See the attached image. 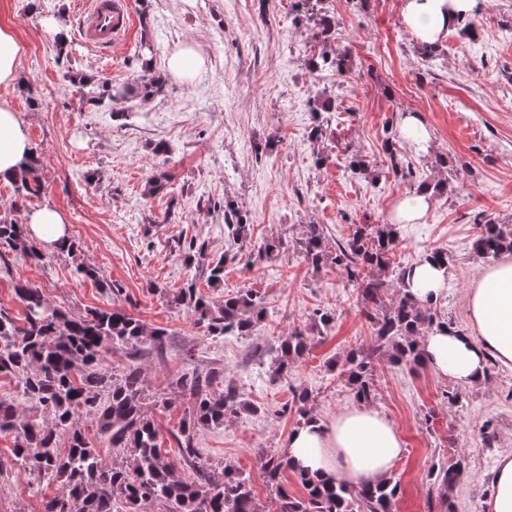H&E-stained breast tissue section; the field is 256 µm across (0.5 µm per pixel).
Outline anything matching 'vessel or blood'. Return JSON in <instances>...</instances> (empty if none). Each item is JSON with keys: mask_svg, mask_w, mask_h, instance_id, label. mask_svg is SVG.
<instances>
[{"mask_svg": "<svg viewBox=\"0 0 512 512\" xmlns=\"http://www.w3.org/2000/svg\"><path fill=\"white\" fill-rule=\"evenodd\" d=\"M78 25L87 44L108 52L130 34L132 15L127 0H93L90 8L79 10Z\"/></svg>", "mask_w": 512, "mask_h": 512, "instance_id": "b4317fda", "label": "vessel or blood"}]
</instances>
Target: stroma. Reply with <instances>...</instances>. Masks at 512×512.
Returning <instances> with one entry per match:
<instances>
[{"instance_id":"35a3bbf8","label":"stroma","mask_w":512,"mask_h":512,"mask_svg":"<svg viewBox=\"0 0 512 512\" xmlns=\"http://www.w3.org/2000/svg\"><path fill=\"white\" fill-rule=\"evenodd\" d=\"M134 18L130 39L103 56L82 40L77 0H0V27L11 30L23 53L19 78L0 86L24 120L42 158L39 196L18 197L0 182V218L25 222L34 208L51 206L67 219L79 248L47 264L18 249L0 269V306L23 318L12 284L26 280L43 289L52 304L75 314L90 308L126 309L151 328L168 331L167 353L157 357L143 345L139 360L151 393L172 400L148 413L169 461L184 480L173 438L188 401L172 382L192 368H215L262 411L224 427L199 433L198 444L221 478L233 464L250 478L266 512L275 489L257 459L258 450L280 454L298 427L297 411L280 408L296 388L311 395L312 414L331 418L357 403L329 362L353 349L370 348L374 336L362 316L357 290L328 266L313 270L300 253L252 259L249 248L231 244L224 214L209 199L230 200L246 215L253 240L301 237L306 224H322L328 249L346 239L352 225L386 224L411 182L442 180L448 195L432 200L420 224L397 227L396 260L413 264L441 249L452 259V278L436 306L437 318L470 332L468 290L485 263L471 243L486 218L512 224V0H480L471 29L456 27L436 54L424 52L404 25L401 0H323L336 23L335 48L350 58L347 71L310 72L315 27L293 25L296 0H129ZM55 30H47L45 18ZM150 42L157 71L187 45L199 47L205 67L194 79L168 78L163 91L145 100L82 104L74 78L91 86L132 80L139 72L141 45ZM334 99L339 107L322 142L308 138L312 106ZM419 114L428 146L415 150L403 137L405 113ZM393 139L412 165L406 181L388 166L384 142ZM169 151L155 153L157 143ZM326 158L316 164V155ZM360 155L364 174L346 162ZM446 165H438L437 157ZM165 175L166 188L145 195L146 182ZM205 241L209 257L226 256L224 282L208 283L204 271L189 273L178 243ZM94 267L99 281L81 279L78 265ZM223 303L243 288L257 292L265 318L248 336L210 337L172 302L187 281ZM118 281L121 295L102 282ZM331 308L335 322L324 335L311 334L307 354L286 381L267 375L273 351L296 330H307L317 307ZM372 405L398 429L404 450L391 476L400 483L393 512H439L431 468L462 458L465 472L449 490L456 512H485L498 460L512 455V369L490 364L484 384L460 389L463 402L444 403L453 381L431 369L374 362ZM494 438L485 441L483 425ZM54 487L29 486L11 476L0 512H42Z\"/></svg>"}]
</instances>
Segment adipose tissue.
Masks as SVG:
<instances>
[{
	"label": "adipose tissue",
	"mask_w": 512,
	"mask_h": 512,
	"mask_svg": "<svg viewBox=\"0 0 512 512\" xmlns=\"http://www.w3.org/2000/svg\"><path fill=\"white\" fill-rule=\"evenodd\" d=\"M473 0H403L402 19L421 41L443 39ZM31 155V141L18 113L0 102V180L12 181ZM29 238L60 246L69 237L65 216L43 206L27 215ZM450 273L423 261L410 275L412 293L423 302L438 301ZM470 332L453 327L428 331L426 363L463 386L481 384L489 361L512 369V259L485 268L468 292ZM292 463L317 481L375 485L388 479L404 449L402 437L386 415L368 404L347 408L334 418L314 419L293 430L285 444Z\"/></svg>",
	"instance_id": "ef3b65f1"
}]
</instances>
